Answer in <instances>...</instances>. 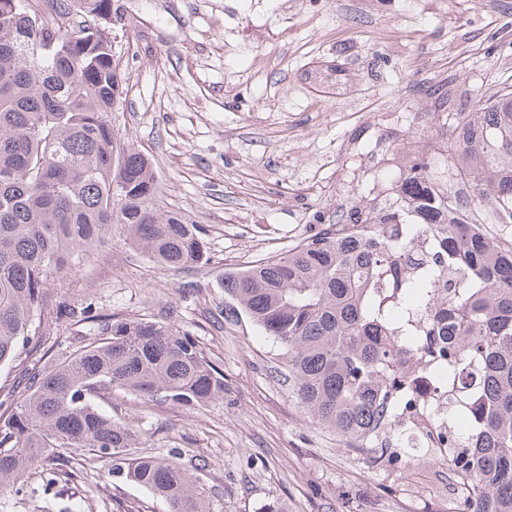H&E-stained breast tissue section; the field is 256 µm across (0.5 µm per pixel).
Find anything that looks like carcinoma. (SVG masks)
Here are the masks:
<instances>
[{
    "label": "carcinoma",
    "mask_w": 512,
    "mask_h": 512,
    "mask_svg": "<svg viewBox=\"0 0 512 512\" xmlns=\"http://www.w3.org/2000/svg\"><path fill=\"white\" fill-rule=\"evenodd\" d=\"M57 2L47 14L0 0V364L38 334L35 316L60 321L48 282L112 229L170 269L205 257L197 225L157 211L149 159L112 133L122 74L102 32L114 0ZM449 122L450 164L419 155L390 203L224 272L226 318L243 313L284 347L295 399L349 448L381 447L375 434L414 407L418 361L448 367V447L462 448L449 466L472 512H512V244L480 228L512 224V91ZM96 325L95 341L25 370L22 397L0 400V487L88 448L166 512H214L180 458L135 451L132 428L91 397L119 387L202 407L224 399V373L169 323L109 315ZM459 420L477 435L456 442Z\"/></svg>",
    "instance_id": "carcinoma-1"
}]
</instances>
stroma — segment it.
<instances>
[{"label": "stroma", "mask_w": 512, "mask_h": 512, "mask_svg": "<svg viewBox=\"0 0 512 512\" xmlns=\"http://www.w3.org/2000/svg\"><path fill=\"white\" fill-rule=\"evenodd\" d=\"M108 33L124 76L109 114L117 141L152 162L162 209L202 232L209 262L173 270L113 234L51 280L69 308L24 365L94 339V315L163 320L189 332L224 373L221 401L189 409L116 390L103 412L138 430L148 454L190 449L216 512H452L447 463L378 466L297 403L278 371L284 349L248 319L222 317L225 269L274 256L353 208L391 197L409 153L450 150L428 91L468 112L512 87V0H117ZM343 73L342 91L318 81ZM89 450L47 458L0 489V512H165L105 479Z\"/></svg>", "instance_id": "35a3bbf8"}]
</instances>
